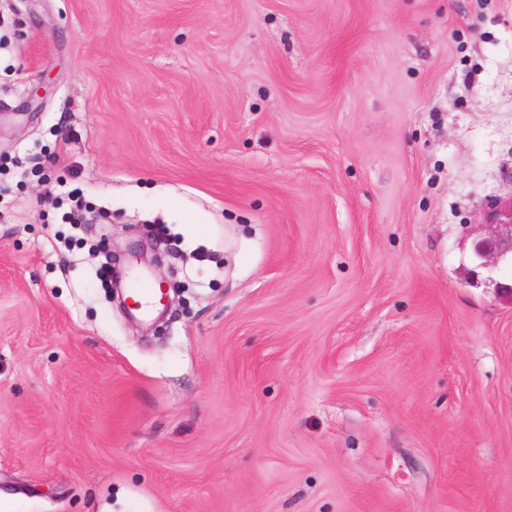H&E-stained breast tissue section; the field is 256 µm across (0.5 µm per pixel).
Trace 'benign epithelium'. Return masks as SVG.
Returning <instances> with one entry per match:
<instances>
[{"instance_id": "benign-epithelium-1", "label": "benign epithelium", "mask_w": 512, "mask_h": 512, "mask_svg": "<svg viewBox=\"0 0 512 512\" xmlns=\"http://www.w3.org/2000/svg\"><path fill=\"white\" fill-rule=\"evenodd\" d=\"M483 225L489 231L475 238L472 245L476 265L469 276L475 283L481 269L492 270L501 263L512 265V194L488 204Z\"/></svg>"}]
</instances>
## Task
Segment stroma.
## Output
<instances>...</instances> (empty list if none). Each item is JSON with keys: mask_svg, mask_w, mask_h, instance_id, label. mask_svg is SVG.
<instances>
[{"mask_svg": "<svg viewBox=\"0 0 512 512\" xmlns=\"http://www.w3.org/2000/svg\"><path fill=\"white\" fill-rule=\"evenodd\" d=\"M511 191L512 0H0V512H512ZM482 225L490 230L473 241L472 252L477 262L469 272L473 283H478V270H492L501 263L512 266V194L488 204Z\"/></svg>", "mask_w": 512, "mask_h": 512, "instance_id": "stroma-1", "label": "stroma"}]
</instances>
